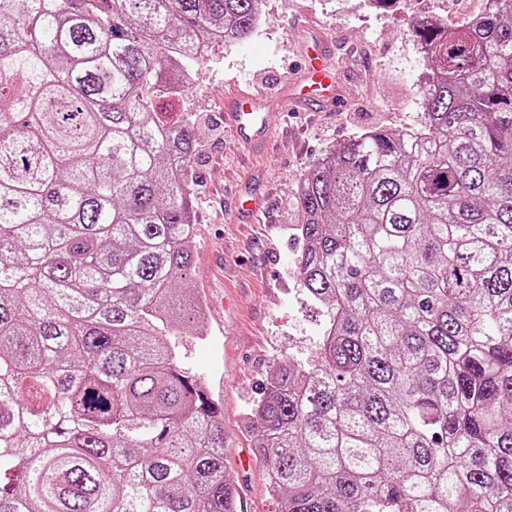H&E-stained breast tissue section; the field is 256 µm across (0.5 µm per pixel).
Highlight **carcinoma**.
<instances>
[{
	"instance_id": "carcinoma-1",
	"label": "carcinoma",
	"mask_w": 512,
	"mask_h": 512,
	"mask_svg": "<svg viewBox=\"0 0 512 512\" xmlns=\"http://www.w3.org/2000/svg\"><path fill=\"white\" fill-rule=\"evenodd\" d=\"M263 0H0V512H236L181 364L195 152L155 108ZM425 127L324 153L297 268L327 321L249 411L277 512H512V0L414 23Z\"/></svg>"
}]
</instances>
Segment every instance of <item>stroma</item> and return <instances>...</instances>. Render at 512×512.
<instances>
[{
    "instance_id": "1",
    "label": "stroma",
    "mask_w": 512,
    "mask_h": 512,
    "mask_svg": "<svg viewBox=\"0 0 512 512\" xmlns=\"http://www.w3.org/2000/svg\"><path fill=\"white\" fill-rule=\"evenodd\" d=\"M421 15L448 18V0H400L373 8L366 0H264L262 18L244 40L213 48L183 96L158 97L172 118L213 111L226 98L262 88L276 117L266 148L254 151L225 132L190 182L194 265L190 286L206 313L204 339L177 336L186 368L200 375L224 408V461L239 481L238 512H276L265 468L253 452L245 411L274 360L315 356L326 312L305 295L295 270L300 248L295 198L301 175L327 150L382 127L422 128L421 78L412 25ZM324 42L345 105L287 112L284 93L303 68L301 47ZM257 199L249 213L236 198Z\"/></svg>"
}]
</instances>
